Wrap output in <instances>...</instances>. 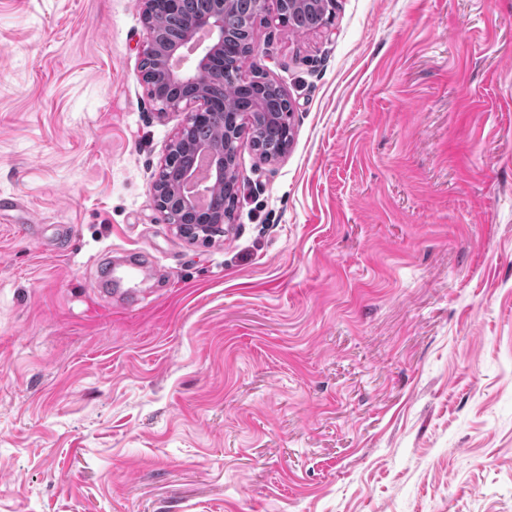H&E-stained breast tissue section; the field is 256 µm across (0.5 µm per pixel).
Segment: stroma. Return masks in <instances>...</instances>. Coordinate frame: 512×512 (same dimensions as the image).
<instances>
[{"mask_svg": "<svg viewBox=\"0 0 512 512\" xmlns=\"http://www.w3.org/2000/svg\"><path fill=\"white\" fill-rule=\"evenodd\" d=\"M147 37L0 0V512H512V0L257 21L293 140L207 244L155 206Z\"/></svg>", "mask_w": 512, "mask_h": 512, "instance_id": "stroma-1", "label": "stroma"}]
</instances>
